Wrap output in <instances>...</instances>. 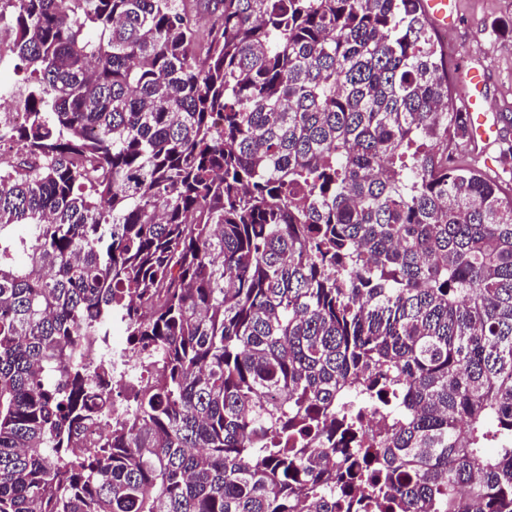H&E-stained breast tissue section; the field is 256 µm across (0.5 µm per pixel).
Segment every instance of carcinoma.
Listing matches in <instances>:
<instances>
[{
  "mask_svg": "<svg viewBox=\"0 0 512 512\" xmlns=\"http://www.w3.org/2000/svg\"><path fill=\"white\" fill-rule=\"evenodd\" d=\"M0 29V512H512V187L458 152L421 0Z\"/></svg>",
  "mask_w": 512,
  "mask_h": 512,
  "instance_id": "cac0c4a2",
  "label": "carcinoma"
}]
</instances>
